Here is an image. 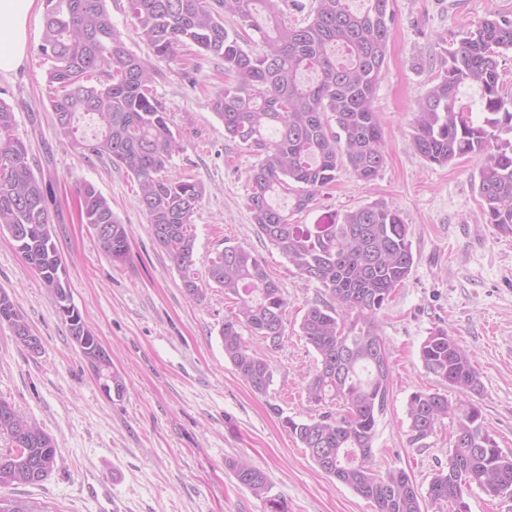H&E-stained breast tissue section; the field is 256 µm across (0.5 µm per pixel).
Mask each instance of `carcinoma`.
Listing matches in <instances>:
<instances>
[{"label": "carcinoma", "mask_w": 512, "mask_h": 512, "mask_svg": "<svg viewBox=\"0 0 512 512\" xmlns=\"http://www.w3.org/2000/svg\"><path fill=\"white\" fill-rule=\"evenodd\" d=\"M352 11L348 0H314L300 24L286 20L288 0H126L133 33L152 53L174 60L194 45L224 62L230 81L211 99L224 138L258 157L249 176L248 209L259 234L302 276L324 288L326 300L311 304L299 324L316 351L305 385L307 401L325 409L289 432L326 475L370 500L376 512H422L421 502L469 512L466 496L478 487L512 496V452L486 429L473 397L482 395L470 354L440 328L420 348L425 369L466 396L452 403L440 392L417 391L407 403L408 441L424 445L442 419L456 418L446 465L421 493L403 470L374 468L373 439L390 403L391 366L377 315L408 277L414 256L402 212L383 201L347 212L339 224H294L316 193L346 169L356 179H375L385 163L384 130L374 108L386 64L392 0H365ZM234 27L227 28V21ZM257 36L264 51L243 44ZM41 54L56 136L82 158L107 160L138 185V201L157 245L181 273L186 293L202 299L215 286L236 298L219 336L224 356L252 391L263 394L273 368L243 331L266 343L283 338L288 301L262 261L242 245H226L209 261L207 280L194 272L190 224L205 187L168 175L181 149L170 120L151 88L156 69L128 49L112 23L106 0H45ZM512 52V20L488 14L463 32L441 71L417 105L412 145L430 164L460 158L482 160L478 194L487 223L512 236V99L500 90L499 59ZM465 87L477 89L479 119L462 103ZM81 222L114 261L129 252L126 226L91 183L77 189ZM292 198V208L277 201ZM22 235L14 234L16 227ZM0 232L41 280L74 343L94 375L112 374L116 396L124 376L112 359L96 360L103 344L73 305L66 263L54 240L42 179L18 133L15 112L0 100ZM23 337L31 326L11 294L0 288V324ZM339 406V411L329 410ZM0 488L34 486L57 467L54 439L0 396ZM237 481L270 512H284L268 497L265 474L247 460L231 465ZM0 512H48L29 500L0 497Z\"/></svg>", "instance_id": "obj_1"}]
</instances>
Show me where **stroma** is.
<instances>
[{
    "instance_id": "35a3bbf8",
    "label": "stroma",
    "mask_w": 512,
    "mask_h": 512,
    "mask_svg": "<svg viewBox=\"0 0 512 512\" xmlns=\"http://www.w3.org/2000/svg\"><path fill=\"white\" fill-rule=\"evenodd\" d=\"M392 8L387 66L374 99L385 129V164L367 183L340 172L292 220L339 222L382 199L409 226L414 265L377 316L392 383L373 454L377 469L405 470L424 491L446 463L456 427L448 417L425 447L408 443L410 395L445 389L420 356L434 329H447L471 353L483 383L484 423L500 448L512 451V236L484 220L479 159L440 166L411 144L417 103L448 48L489 13L512 18V0H393ZM42 36L38 11L28 23L21 67L0 75V98L12 105L34 172L45 184L73 302L111 351L127 389L120 398L104 395L40 279L0 235V286L43 345L41 354L30 355L8 325H0V396L54 438L59 460L42 484L10 487V495L47 502L54 512H268L266 499L240 485L230 468L245 459L265 474L269 497L286 512H374L371 502L325 475L288 432V421L320 412L303 393L316 353L299 323L323 289L297 274L251 220L249 175L258 158L225 140L209 106L224 87L223 62L193 47L175 60L156 61L161 75L154 94L182 138L170 176L206 188L191 226L198 277L206 276L217 250L241 244L262 260L288 300L285 336L266 351L273 382L264 394L253 392L224 356L218 331L232 298L212 288L203 301L191 299L153 240L131 176L81 158L56 137ZM83 182L94 184L125 224L126 261H112L81 223L77 188Z\"/></svg>"
}]
</instances>
